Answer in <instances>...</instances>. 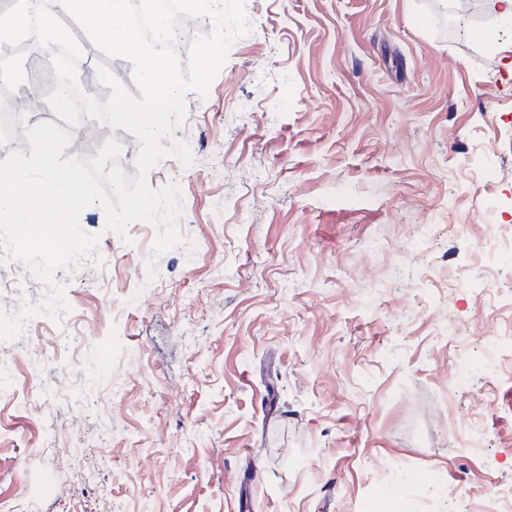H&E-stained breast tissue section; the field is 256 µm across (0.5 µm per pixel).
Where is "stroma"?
<instances>
[{
    "label": "stroma",
    "instance_id": "1",
    "mask_svg": "<svg viewBox=\"0 0 512 512\" xmlns=\"http://www.w3.org/2000/svg\"><path fill=\"white\" fill-rule=\"evenodd\" d=\"M497 0H244L248 34L148 173L181 174L182 245L55 271L77 321L42 413L0 404V502L16 512H482L512 486V256L460 287L487 207L512 224V29ZM138 173L135 136L95 120ZM492 167L483 181L479 165ZM427 246L410 249L422 225ZM381 239L382 249H366ZM501 368L477 369L489 341ZM98 390L72 421L58 394ZM483 439L470 446L471 430ZM94 447L59 465L47 441ZM89 469L96 484H81Z\"/></svg>",
    "mask_w": 512,
    "mask_h": 512
}]
</instances>
